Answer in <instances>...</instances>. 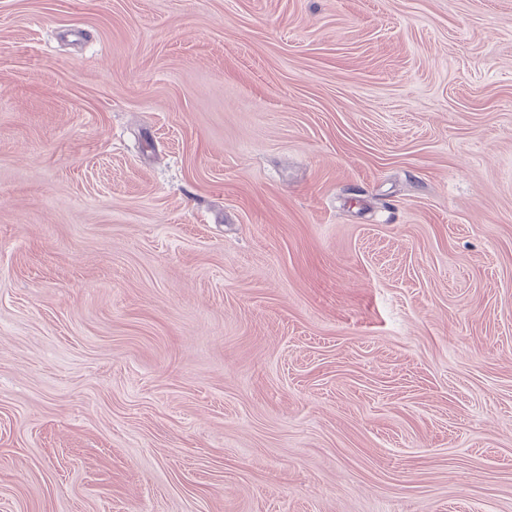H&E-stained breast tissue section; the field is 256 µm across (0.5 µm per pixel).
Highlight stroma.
I'll return each instance as SVG.
<instances>
[{"label":"stroma","instance_id":"obj_1","mask_svg":"<svg viewBox=\"0 0 512 512\" xmlns=\"http://www.w3.org/2000/svg\"><path fill=\"white\" fill-rule=\"evenodd\" d=\"M0 512H512V0H0Z\"/></svg>","mask_w":512,"mask_h":512}]
</instances>
